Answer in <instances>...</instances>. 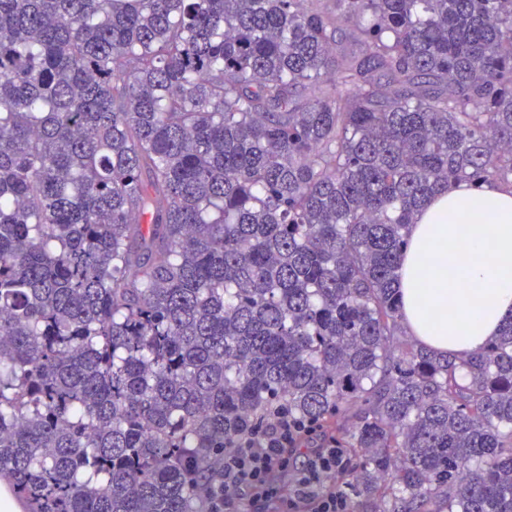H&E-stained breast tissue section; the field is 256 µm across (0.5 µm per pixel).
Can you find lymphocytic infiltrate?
<instances>
[{
	"mask_svg": "<svg viewBox=\"0 0 512 512\" xmlns=\"http://www.w3.org/2000/svg\"><path fill=\"white\" fill-rule=\"evenodd\" d=\"M308 423L279 418L224 451V480L208 493L209 512H350L336 476L347 466L335 443L300 449Z\"/></svg>",
	"mask_w": 512,
	"mask_h": 512,
	"instance_id": "1",
	"label": "lymphocytic infiltrate"
}]
</instances>
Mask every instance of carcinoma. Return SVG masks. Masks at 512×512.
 Wrapping results in <instances>:
<instances>
[{
  "mask_svg": "<svg viewBox=\"0 0 512 512\" xmlns=\"http://www.w3.org/2000/svg\"><path fill=\"white\" fill-rule=\"evenodd\" d=\"M512 187V0H0V477L207 512L280 415L362 512H512V321L405 339L410 225Z\"/></svg>",
  "mask_w": 512,
  "mask_h": 512,
  "instance_id": "carcinoma-1",
  "label": "carcinoma"
}]
</instances>
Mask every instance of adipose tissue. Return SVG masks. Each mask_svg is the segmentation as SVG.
I'll return each instance as SVG.
<instances>
[{"mask_svg": "<svg viewBox=\"0 0 512 512\" xmlns=\"http://www.w3.org/2000/svg\"><path fill=\"white\" fill-rule=\"evenodd\" d=\"M399 287L408 330L433 350L464 357L496 336L512 319V189L462 183L433 197L411 226Z\"/></svg>", "mask_w": 512, "mask_h": 512, "instance_id": "adipose-tissue-1", "label": "adipose tissue"}]
</instances>
